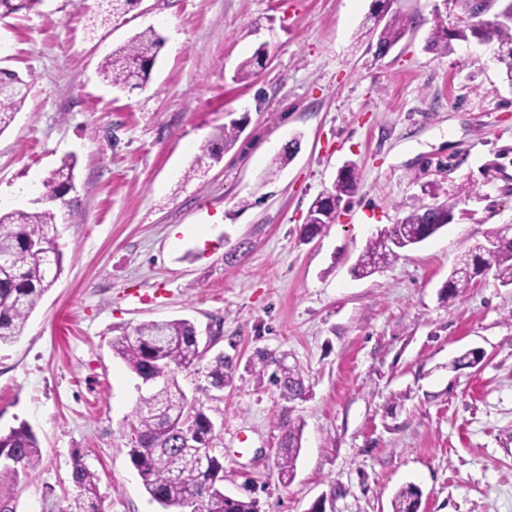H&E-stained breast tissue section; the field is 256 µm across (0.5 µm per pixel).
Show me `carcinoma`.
Returning <instances> with one entry per match:
<instances>
[{
  "label": "carcinoma",
  "instance_id": "1",
  "mask_svg": "<svg viewBox=\"0 0 512 512\" xmlns=\"http://www.w3.org/2000/svg\"><path fill=\"white\" fill-rule=\"evenodd\" d=\"M36 0H0V17L34 8ZM390 0H375L379 5L372 17L386 19L383 26L369 27L367 34L377 38L378 54L382 55L403 37L406 22L397 11L387 7ZM498 6L492 17L477 24L468 22L448 24L435 14L426 50L446 53L451 41H469L498 44L499 59L505 65L506 78L512 82V0H489V6ZM163 45V38L152 28L135 35L126 45L103 59L99 72L103 79L119 89L134 90L145 87L151 78L155 60ZM265 56L263 48L239 65L236 78L245 81L253 75V68ZM0 86L8 94L0 97V134L14 122L28 93V84L16 73L0 69ZM240 134L235 121L224 125L202 149L196 173L205 157L218 159L232 146ZM76 161L65 158L41 183V199L52 204L61 199L73 184ZM358 173L351 165L336 177L331 190L320 194L308 209V223L304 224L302 238L324 229L336 221L340 202L355 193ZM456 203H423L404 218L406 224H421L432 236L452 217ZM402 228L394 224L370 240L354 268L356 274L367 277L380 265L399 256L386 247L382 238L398 236ZM56 213L51 208L26 212L13 210L0 213V346L10 345L21 336L25 324L39 299L56 282L62 272L63 254L56 241ZM483 254L482 244L473 246L457 264L459 274L448 279V291L457 293L469 286L470 273L479 275L494 271V276L505 286L512 285V240L500 243L498 250L484 267H478ZM112 352L122 359L129 371L140 380L135 411V441L129 448L130 461L138 471L146 492L162 512H179L183 502L191 497L205 503V512H258L255 500H242L224 493V455L216 448V426L206 413L204 405L188 400L177 375L206 362L205 377L209 390L224 391L229 378L230 361L224 353L211 357L202 353L197 341V329L188 319L150 321L112 340ZM261 370L275 366L272 376L280 384L282 393L290 398H301L305 387L299 372L281 361L259 354ZM213 449L208 466L201 468L195 460V447ZM301 448V427L290 425L282 438L278 453L279 477L289 479ZM41 448L25 424L0 432V481L13 479L19 472L34 470L41 463ZM72 481L77 489L70 512H102L99 504L98 479L75 457ZM419 496V488L407 485L393 500V512H409L411 502Z\"/></svg>",
  "mask_w": 512,
  "mask_h": 512
}]
</instances>
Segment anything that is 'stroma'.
I'll return each instance as SVG.
<instances>
[{"instance_id":"1","label":"stroma","mask_w":512,"mask_h":512,"mask_svg":"<svg viewBox=\"0 0 512 512\" xmlns=\"http://www.w3.org/2000/svg\"><path fill=\"white\" fill-rule=\"evenodd\" d=\"M99 0H43L0 18V65L29 84L0 134V210L44 209L37 187L77 159L54 204L63 270L22 335L0 347V430L27 424L40 466L0 483L11 512H68L74 454L104 512H160L132 465L137 379L112 341L186 318L233 361L210 415L224 491L260 512H512V285L494 274L447 295L457 260L512 225V83L496 44L425 49L435 12L466 0H397L403 38L379 57L362 32L373 0H142L102 20ZM164 39L149 84L108 86L103 57L145 28ZM265 49L247 81L238 64ZM238 140L187 171L230 120ZM282 171L272 159L292 138ZM356 192L301 238L344 163ZM452 221L366 278L368 241L425 199ZM474 366L453 367L467 350ZM299 370L285 399L258 352ZM302 426L293 475L276 456Z\"/></svg>"}]
</instances>
